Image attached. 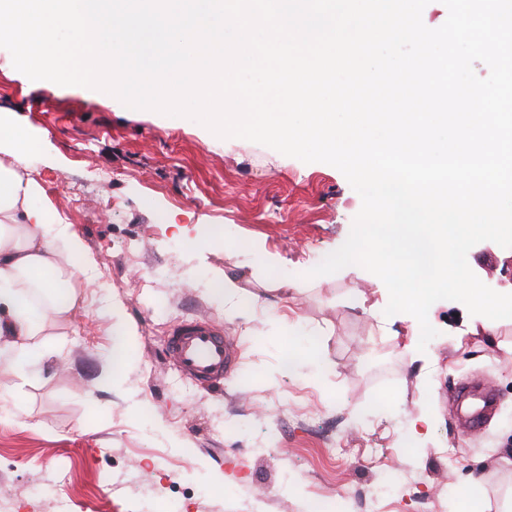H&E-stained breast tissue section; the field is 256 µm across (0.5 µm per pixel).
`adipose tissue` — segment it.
<instances>
[{
    "label": "adipose tissue",
    "instance_id": "ef3b65f1",
    "mask_svg": "<svg viewBox=\"0 0 512 512\" xmlns=\"http://www.w3.org/2000/svg\"><path fill=\"white\" fill-rule=\"evenodd\" d=\"M0 144L12 157L0 163V366L41 359L32 342L47 318L67 317L76 304V275L91 270L71 225L51 220L40 185L19 163L33 142L21 128L0 122Z\"/></svg>",
    "mask_w": 512,
    "mask_h": 512
}]
</instances>
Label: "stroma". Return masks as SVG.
Here are the masks:
<instances>
[{
	"label": "stroma",
	"mask_w": 512,
	"mask_h": 512,
	"mask_svg": "<svg viewBox=\"0 0 512 512\" xmlns=\"http://www.w3.org/2000/svg\"><path fill=\"white\" fill-rule=\"evenodd\" d=\"M0 120L36 147L20 173L40 183L94 262L66 319L37 344L50 359L0 370V512H362L386 472L403 481L379 512H480L512 498V321L497 340L456 330L480 324L435 302L438 335L425 352L398 313L388 329L363 308L388 303L384 283L350 265L310 277L348 238L362 200L335 167L304 163L241 138H213L185 117L124 106L80 86L47 87L0 48ZM467 261L499 293L512 291V248L473 246ZM236 279L246 316L228 319L212 274ZM223 327L236 367L222 386L185 380L165 339L183 319ZM133 328L112 362L115 321ZM316 348L326 361L281 367ZM491 390L497 408L466 429L455 399ZM58 485L33 500L30 482Z\"/></svg>",
	"instance_id": "stroma-1"
}]
</instances>
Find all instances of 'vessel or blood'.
<instances>
[{
    "label": "vessel or blood",
    "instance_id": "vessel-or-blood-1",
    "mask_svg": "<svg viewBox=\"0 0 512 512\" xmlns=\"http://www.w3.org/2000/svg\"><path fill=\"white\" fill-rule=\"evenodd\" d=\"M170 362L187 379L210 386L223 384L234 358L223 329L207 318L184 320L166 339Z\"/></svg>",
    "mask_w": 512,
    "mask_h": 512
}]
</instances>
